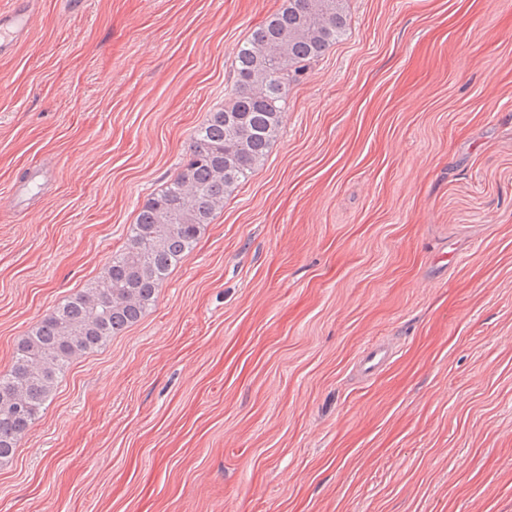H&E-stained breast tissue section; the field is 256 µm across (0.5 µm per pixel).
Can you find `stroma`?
I'll use <instances>...</instances> for the list:
<instances>
[{
	"label": "stroma",
	"mask_w": 512,
	"mask_h": 512,
	"mask_svg": "<svg viewBox=\"0 0 512 512\" xmlns=\"http://www.w3.org/2000/svg\"><path fill=\"white\" fill-rule=\"evenodd\" d=\"M282 2L29 0L0 55V372ZM348 13L154 306L73 357L0 512H512V0ZM392 351L386 345H374L364 350L359 360V370L370 377L379 372L391 358Z\"/></svg>",
	"instance_id": "obj_1"
}]
</instances>
